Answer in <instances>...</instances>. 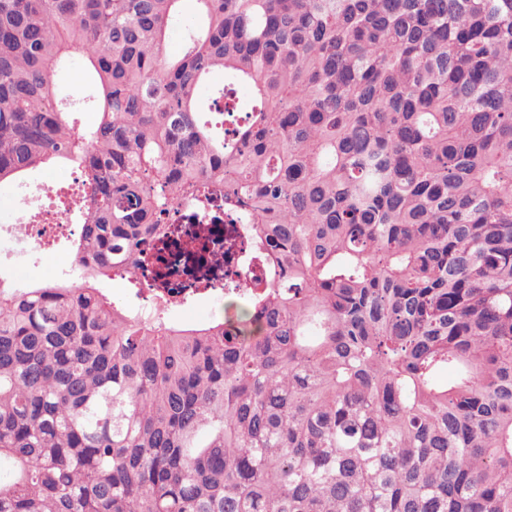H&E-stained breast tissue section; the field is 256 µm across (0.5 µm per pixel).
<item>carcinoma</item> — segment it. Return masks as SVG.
Masks as SVG:
<instances>
[{
  "instance_id": "carcinoma-1",
  "label": "carcinoma",
  "mask_w": 512,
  "mask_h": 512,
  "mask_svg": "<svg viewBox=\"0 0 512 512\" xmlns=\"http://www.w3.org/2000/svg\"><path fill=\"white\" fill-rule=\"evenodd\" d=\"M178 2L0 0V185L90 201L65 278L0 281V512H512V0H199L172 57ZM202 183L281 280L233 328L108 299ZM59 98L94 99L97 85L93 73L80 56H68L54 74Z\"/></svg>"
}]
</instances>
